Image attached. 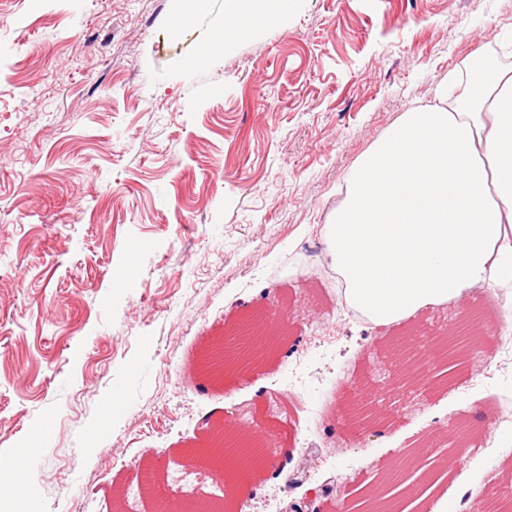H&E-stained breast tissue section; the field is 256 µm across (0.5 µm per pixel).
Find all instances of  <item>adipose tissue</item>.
I'll use <instances>...</instances> for the list:
<instances>
[{
	"label": "adipose tissue",
	"mask_w": 512,
	"mask_h": 512,
	"mask_svg": "<svg viewBox=\"0 0 512 512\" xmlns=\"http://www.w3.org/2000/svg\"><path fill=\"white\" fill-rule=\"evenodd\" d=\"M288 0H224L216 50L277 20ZM476 86L416 107L358 161L329 219L349 303L390 326L512 284V69L476 58Z\"/></svg>",
	"instance_id": "1"
}]
</instances>
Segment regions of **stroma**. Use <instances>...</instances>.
Returning <instances> with one entry per match:
<instances>
[{
	"label": "stroma",
	"mask_w": 512,
	"mask_h": 512,
	"mask_svg": "<svg viewBox=\"0 0 512 512\" xmlns=\"http://www.w3.org/2000/svg\"><path fill=\"white\" fill-rule=\"evenodd\" d=\"M224 0H0V458L31 431L28 512H112L151 453L175 497L222 487L177 458L212 421L274 430L244 512H325L373 490L383 461L464 421L481 434L442 485L482 512L512 472L505 289L374 325L343 297L327 222L358 159L435 103L473 60L512 69V0H288L225 52ZM131 272L127 287L116 273ZM484 327L473 365L395 388L391 336ZM250 312L286 331L232 386L200 372ZM370 382L391 416L355 440L336 393ZM122 397L117 417L103 416Z\"/></svg>",
	"instance_id": "35a3bbf8"
}]
</instances>
